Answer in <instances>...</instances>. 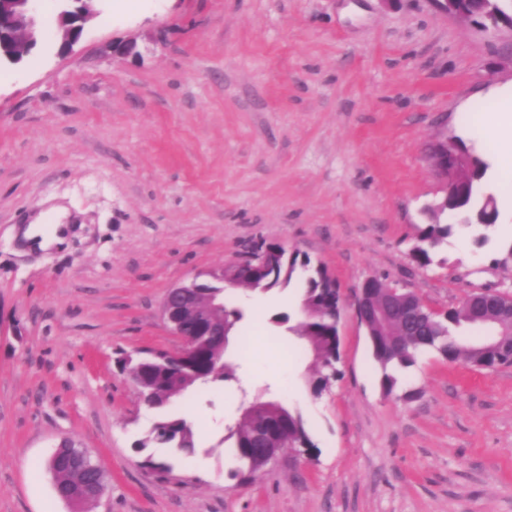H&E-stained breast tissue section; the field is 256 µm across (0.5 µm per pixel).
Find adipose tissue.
<instances>
[{
    "mask_svg": "<svg viewBox=\"0 0 512 512\" xmlns=\"http://www.w3.org/2000/svg\"><path fill=\"white\" fill-rule=\"evenodd\" d=\"M491 94L498 105L496 116L475 114L471 132L495 157L493 180L501 194V218L506 221L512 219V90L495 87Z\"/></svg>",
    "mask_w": 512,
    "mask_h": 512,
    "instance_id": "obj_1",
    "label": "adipose tissue"
}]
</instances>
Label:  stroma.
Returning a JSON list of instances; mask_svg holds the SVG:
<instances>
[{
  "instance_id": "obj_1",
  "label": "stroma",
  "mask_w": 512,
  "mask_h": 512,
  "mask_svg": "<svg viewBox=\"0 0 512 512\" xmlns=\"http://www.w3.org/2000/svg\"><path fill=\"white\" fill-rule=\"evenodd\" d=\"M60 52L0 66V512H73L46 461L66 440L103 469L93 512H512V364L422 352L381 386L356 312L371 277L430 308L512 296L500 226L455 235L419 267L412 249L441 195L428 144L458 136L512 81V33L491 37L434 0H98ZM133 44L116 57L112 48ZM69 225L29 247L37 216ZM308 255L335 279L340 378L321 397L301 340L278 323L302 286L237 288L227 358L238 382L173 398L196 451L162 479L134 449L156 419L121 354L174 352L173 287L256 243ZM301 412L312 458L283 450L251 482L229 476L225 428L242 393ZM39 224H29L23 230L24 239L33 247L41 250L60 248L66 243L67 227L65 224L54 225L50 233H44Z\"/></svg>"
}]
</instances>
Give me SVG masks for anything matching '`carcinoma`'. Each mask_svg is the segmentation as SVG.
Segmentation results:
<instances>
[{
    "instance_id": "1",
    "label": "carcinoma",
    "mask_w": 512,
    "mask_h": 512,
    "mask_svg": "<svg viewBox=\"0 0 512 512\" xmlns=\"http://www.w3.org/2000/svg\"><path fill=\"white\" fill-rule=\"evenodd\" d=\"M489 169L480 156L465 154L458 170L459 179L448 195V206L433 215L434 223L419 230L418 245L414 250L417 264L425 267L431 263V253L449 237L463 227H470L478 215L491 213L492 223L482 225L484 230L495 228L499 211L496 198L485 191L482 180ZM446 215V222L439 215ZM309 272L301 297V320L291 328L296 335L306 339L315 349L321 368L311 381V391L319 396L330 380V366L339 360L338 321L340 317V295L335 282L326 270L311 266L309 256L298 251L286 254V250L275 244L261 245L244 258L243 262L224 267V284L241 285L260 291L288 287L297 270ZM499 320L504 327L512 326V311L503 307H487L482 321H475V313L459 304L435 316L428 314L427 322L414 325L393 316L385 323H375L370 328L372 355L382 370V386L388 393L394 391L398 379L395 371L416 364L420 353L436 351L449 363L464 361L482 369H494L512 363V351L501 353L495 350H479L475 346L462 345L454 336L455 330L463 327H483ZM227 336H195L189 349L179 359L172 358L163 365L155 364L153 358H142L131 368L132 380L138 389L141 401L158 413L148 433L135 444L139 452L147 448H170L176 453H195V433L184 418H173L166 414L165 407L171 397L181 395L198 384L217 386L237 379L235 367L224 363ZM254 412L228 428L226 439L236 448L237 467L229 476L241 482L250 480L265 467L262 448H299L313 457L318 447L312 440L302 414L278 401L254 402ZM143 466L161 477L169 476L174 468L171 461L157 458L149 453ZM55 480L56 493L80 499L81 512H88L93 497L82 491L90 475L80 469L49 468Z\"/></svg>"
}]
</instances>
